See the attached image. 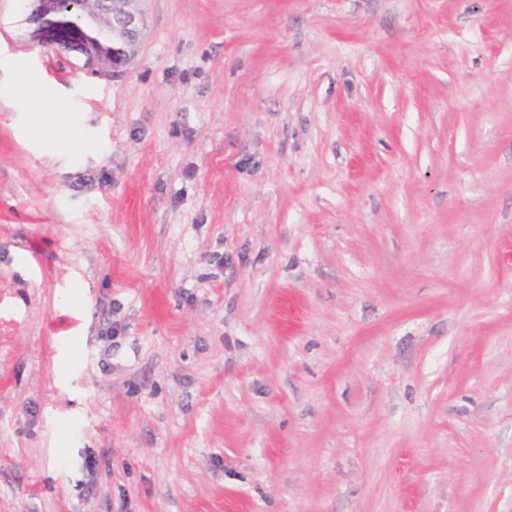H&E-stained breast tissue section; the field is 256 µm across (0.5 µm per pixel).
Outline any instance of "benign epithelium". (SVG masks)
Masks as SVG:
<instances>
[{"mask_svg":"<svg viewBox=\"0 0 512 512\" xmlns=\"http://www.w3.org/2000/svg\"><path fill=\"white\" fill-rule=\"evenodd\" d=\"M27 21L42 43L76 51L85 65L122 72L140 51L145 0H26Z\"/></svg>","mask_w":512,"mask_h":512,"instance_id":"benign-epithelium-1","label":"benign epithelium"}]
</instances>
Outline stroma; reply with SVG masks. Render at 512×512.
Returning <instances> with one entry per match:
<instances>
[{
  "label": "stroma",
  "instance_id": "obj_1",
  "mask_svg": "<svg viewBox=\"0 0 512 512\" xmlns=\"http://www.w3.org/2000/svg\"><path fill=\"white\" fill-rule=\"evenodd\" d=\"M145 9L0 0V512H512V0ZM146 0H23L42 43L76 51L88 68L122 72L140 51ZM75 5L81 12L72 15ZM98 68V69H96Z\"/></svg>",
  "mask_w": 512,
  "mask_h": 512
}]
</instances>
